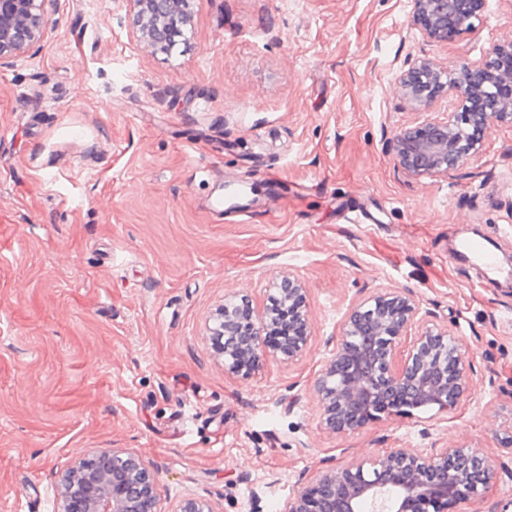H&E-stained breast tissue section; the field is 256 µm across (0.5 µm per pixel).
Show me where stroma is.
<instances>
[{
  "instance_id": "obj_1",
  "label": "stroma",
  "mask_w": 512,
  "mask_h": 512,
  "mask_svg": "<svg viewBox=\"0 0 512 512\" xmlns=\"http://www.w3.org/2000/svg\"><path fill=\"white\" fill-rule=\"evenodd\" d=\"M448 42L412 0H189L171 52L133 34L126 0H48L41 49L0 66V512H53L93 448L153 460L164 512H283L323 464L467 446L496 476L463 512H512V280L483 286L453 248L512 257V122L448 174L394 159L401 128L447 120L451 92L401 93L429 61L460 78L512 45V0H481ZM251 203L213 212L225 184ZM367 221L347 223L342 200ZM306 288L293 360L231 374L206 326L225 298L262 310ZM413 296L469 367L452 409L352 433L313 390L347 310Z\"/></svg>"
}]
</instances>
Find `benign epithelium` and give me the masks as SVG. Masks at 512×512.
I'll list each match as a JSON object with an SVG mask.
<instances>
[{
  "label": "benign epithelium",
  "mask_w": 512,
  "mask_h": 512,
  "mask_svg": "<svg viewBox=\"0 0 512 512\" xmlns=\"http://www.w3.org/2000/svg\"><path fill=\"white\" fill-rule=\"evenodd\" d=\"M48 0H0V61L20 58L40 40ZM136 17L135 32L165 51L186 40L187 0H126ZM467 0H414L413 22L429 37L447 41L473 26ZM487 68L464 69L466 79L446 81L431 63L409 70L401 80L417 101L448 88L459 110L444 122L430 121L398 130L390 138L397 162L416 175L433 176L456 168L472 155L475 141L495 120L512 119V103L491 99L483 112L466 103L483 98L496 82L467 81ZM269 304L257 313L246 295L225 299L208 327L224 370L248 373L268 355L292 360L306 348L309 317L306 290L288 275L268 289ZM418 308L396 292H384L353 307L341 323L336 349L319 374L315 392L325 425L340 433L401 413L425 400L441 410L456 406L465 388L466 358L456 337L427 326L400 350ZM281 332L278 348L268 345L270 330ZM160 472L154 461L118 448H98L65 471L56 485L54 512H165L158 496ZM494 478L489 462L469 447L425 455L404 448L365 458L342 468L319 470L310 484L288 500L284 512H460L458 506L483 497ZM174 512H213L201 498L183 499Z\"/></svg>",
  "instance_id": "benign-epithelium-1"
}]
</instances>
